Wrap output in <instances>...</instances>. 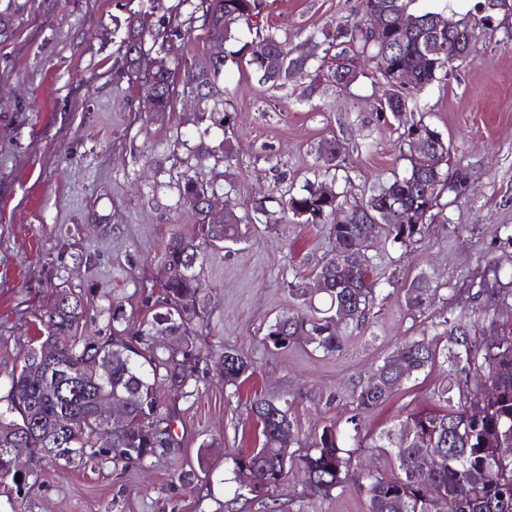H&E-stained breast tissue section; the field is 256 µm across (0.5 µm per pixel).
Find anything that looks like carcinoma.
Listing matches in <instances>:
<instances>
[{"label":"carcinoma","instance_id":"cac0c4a2","mask_svg":"<svg viewBox=\"0 0 512 512\" xmlns=\"http://www.w3.org/2000/svg\"><path fill=\"white\" fill-rule=\"evenodd\" d=\"M416 0H361L363 12L386 4L426 20L431 10L415 7ZM263 0H200L204 19L224 28V39L243 20L256 29V39L245 45L247 64L261 83H285L309 66L307 57H290L286 42L265 27ZM144 24L135 20L128 26L125 66L142 75L139 89L149 83L148 59L141 53ZM334 53L331 69L337 85L346 87L362 74L358 60L374 64L385 82L406 76V85L392 100L381 105L401 130L403 144L411 146L409 133L420 128L434 136L439 133L423 118H414L413 96L432 83L448 77L454 58L448 38L428 45V35L420 29L401 44L371 40L359 26L338 28L328 48ZM283 57L279 68L270 67L271 55ZM226 56L209 54L183 63L185 80L201 98L219 95L216 80ZM404 174L394 175L378 185L370 196L347 205L338 192L325 197L327 185L308 182L297 193L277 200L281 210L300 224H325L331 243L329 255L313 273L323 277L328 287L322 296L326 309L315 306L316 292L306 283H289L290 292L300 300L276 318L262 339L277 350L303 338L308 345L326 354L342 350L345 332L361 331L369 324L378 300L377 278L368 264L343 277L336 267V255L348 240L361 238L366 247L385 237L408 246L422 236L424 224H403L399 216L413 206L433 209L442 195L457 191L464 176L421 165L420 155L408 150ZM200 189L204 204L195 210L198 233L172 235L163 253L168 276L164 297L149 304L151 315L138 324L130 323L122 306L112 307V335L89 339L79 335L84 306L72 293L62 294V304L46 313L43 336L29 348L17 373L13 374L5 406H0V448H20L29 466L20 471L10 457H0V483L13 482L22 491L29 479L38 475L47 462L87 461L104 457L114 469H126L159 456L174 447L171 409L164 407L161 394L179 397L202 359V344L195 322L203 283L196 271L203 251L224 249L241 240L240 226L248 216L234 214L222 224L208 222L209 207L220 200L214 191L188 176L182 192ZM437 289L426 276L414 278L405 290L408 309L422 311L435 299ZM467 309L433 324V334L404 340L377 366L383 384L366 381L354 393L359 410H371L387 402L415 375L442 362L448 366V385L437 390L435 408L409 414L398 432L383 431L377 436L362 434L360 418H350L353 435L326 426L305 452L293 457L288 466L280 459V441L294 444L295 423L284 407L254 394L247 411L261 428L263 444L232 455V478L237 481L249 468L255 484L248 492L265 497L283 480L287 467L302 469L311 495L329 498L345 491L348 481L364 499L367 512H434L433 499L441 498L443 512H512V457L499 453L512 446V329H500L492 336L477 335L479 323H495L499 305L512 299V289L481 280L468 290ZM168 337L160 348L154 336ZM250 369L246 357L237 350L224 351V386L240 387ZM102 396L129 401V427L122 433L109 430L107 418L98 407ZM379 448L389 459L386 470L354 469L358 452ZM435 448L437 462L423 469L418 464L422 450ZM21 481H16V476Z\"/></svg>","mask_w":512,"mask_h":512}]
</instances>
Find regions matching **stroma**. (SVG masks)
<instances>
[{
    "mask_svg": "<svg viewBox=\"0 0 512 512\" xmlns=\"http://www.w3.org/2000/svg\"><path fill=\"white\" fill-rule=\"evenodd\" d=\"M199 0H0V397L11 372L40 334L56 292L82 295V335L112 333V306L141 320L143 299L158 292L161 254L171 234H193L197 217L182 202L185 177L214 186L237 212H248L244 241L206 250L200 326L206 354L196 394L176 401L175 446L126 470L111 462L43 465L34 485L17 493L0 484V512H222L233 498L231 455L260 446L245 413L254 394L287 403L306 448L328 425L343 430L359 415L367 434L393 428L408 412L432 408L444 367L421 372L378 408L357 411L353 393L407 336L460 312L471 283L491 277L497 230L512 225V16L487 23L479 0H418L421 8L468 22L473 51L455 73L420 95V113L450 146L448 171L465 187L444 194L422 238L370 248L385 298L369 328L348 335L341 352L305 341L265 347L275 318L296 306L288 284L311 277L330 243L325 225L291 215L270 222L269 195L326 182L348 202L374 183L404 172L397 124L381 112L383 87L372 73L340 87L317 56L310 75L287 87L259 83L237 51L256 31L238 23L225 42L229 58L219 86L235 115L232 139L215 123L212 102L177 93L170 112L154 114L123 67L127 20L184 33L171 64L205 56L214 43ZM265 17L292 55L310 53L337 26L360 23L359 0H265ZM232 142L236 159L224 161ZM343 146L340 167L326 169L319 149ZM431 278L437 297L424 313L408 310L404 291ZM242 351L253 374L225 399L219 357ZM234 499V498H233ZM277 512H366L354 489L328 499L308 496L303 472L290 470L276 491Z\"/></svg>",
    "mask_w": 512,
    "mask_h": 512,
    "instance_id": "obj_1",
    "label": "stroma"
}]
</instances>
